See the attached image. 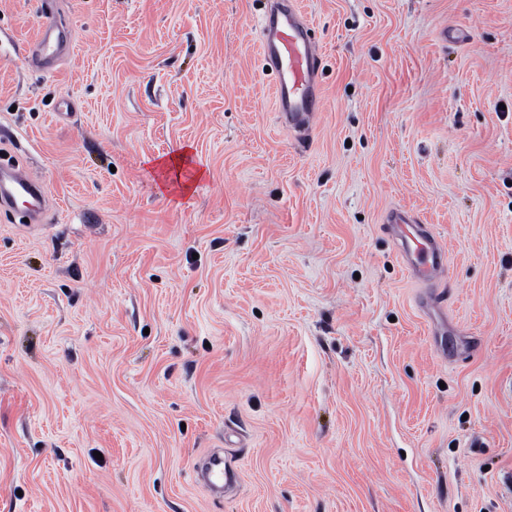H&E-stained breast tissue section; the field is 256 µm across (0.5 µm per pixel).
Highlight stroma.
I'll return each instance as SVG.
<instances>
[{
	"mask_svg": "<svg viewBox=\"0 0 512 512\" xmlns=\"http://www.w3.org/2000/svg\"><path fill=\"white\" fill-rule=\"evenodd\" d=\"M301 5L304 147L261 0H0V164L49 198L0 209V512H512V0ZM183 147L186 195L149 166ZM310 21L296 0H266L258 37L266 68L274 75L277 118L298 134L304 147L322 108L323 55ZM67 36L50 25L43 27L39 38L31 46L32 54L41 59L45 63L48 62L63 48L71 49L69 46ZM386 224L407 273L423 288H429L430 298H436L433 288L448 272V253L441 238L430 224H423L418 215L401 208L388 212ZM193 474L196 480L205 481L216 495H222L236 481L234 469L218 452L209 454Z\"/></svg>",
	"mask_w": 512,
	"mask_h": 512,
	"instance_id": "35a3bbf8",
	"label": "stroma"
}]
</instances>
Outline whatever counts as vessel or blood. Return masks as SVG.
Returning a JSON list of instances; mask_svg holds the SVG:
<instances>
[{
    "label": "vessel or blood",
    "instance_id": "vessel-or-blood-1",
    "mask_svg": "<svg viewBox=\"0 0 512 512\" xmlns=\"http://www.w3.org/2000/svg\"><path fill=\"white\" fill-rule=\"evenodd\" d=\"M310 21L298 0H265L260 15L258 37L266 68L274 75L273 99L277 118L307 138L322 108L321 68L323 55L311 35ZM68 39L54 27H43L33 43V55L49 61L66 48ZM30 201V213L39 216L46 195L26 173L0 171V206ZM404 267L422 287L435 288L448 272V253L431 225L418 215L395 208L386 216ZM195 479L205 481L215 494H223L236 480V473L220 453L209 454L194 471Z\"/></svg>",
    "mask_w": 512,
    "mask_h": 512
}]
</instances>
